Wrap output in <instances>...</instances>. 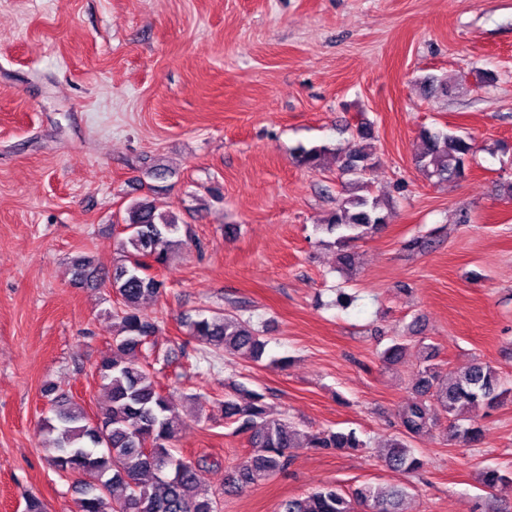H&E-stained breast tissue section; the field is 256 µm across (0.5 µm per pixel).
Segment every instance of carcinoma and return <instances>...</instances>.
I'll use <instances>...</instances> for the list:
<instances>
[{"label":"carcinoma","mask_w":512,"mask_h":512,"mask_svg":"<svg viewBox=\"0 0 512 512\" xmlns=\"http://www.w3.org/2000/svg\"><path fill=\"white\" fill-rule=\"evenodd\" d=\"M424 148L417 165L439 183L453 182L465 175V163L473 152L471 139L444 130L422 131ZM329 152L326 146L300 148L298 162L316 169ZM372 168L371 153L362 146L345 156L340 172L350 176L345 195L318 230L336 235L337 264L350 271L355 255L351 243L375 234L386 223L381 201L365 194L367 175ZM127 236L120 240L124 262L112 272L91 265L87 259L75 263L76 274L106 283L117 299L112 311L116 333L112 353L94 366V373L108 393L107 404L89 415L74 396L57 392L49 384L43 388L50 416L42 424L48 435L49 462L55 470L76 477L80 496L75 512H218V503L202 492L204 461L178 458L175 441L179 415L155 380L153 372L135 360L136 353L156 335L158 321L141 311L140 302L165 292V281L152 270L168 264L176 236L177 219L158 211L154 202L143 199L126 209ZM189 340L208 350H224L226 355L246 354L259 361L266 342L247 320L226 311L186 319ZM408 337L397 336L383 353V361L395 365L403 358ZM227 392L220 402L224 419L237 424L236 431L250 434L253 446L263 453L237 464L224 479V494L237 495L267 477L285 470L289 449L306 442L317 450H346L367 447L354 430H324L308 436L298 424L270 416L265 395L235 381L225 383ZM417 399L400 406L397 412L401 432L390 440L383 462L392 469L416 472L423 461L415 456L410 439L435 426L438 412L455 420L451 437L477 442L483 429L461 422L479 408L493 410L512 394L500 372L488 363L475 361L461 375L450 376L436 364L417 371L414 381ZM481 483L491 491L512 486V474L497 469L481 473ZM407 491L401 487L371 485L347 495L333 484L316 487L303 498L284 501L279 512H406Z\"/></svg>","instance_id":"1"}]
</instances>
